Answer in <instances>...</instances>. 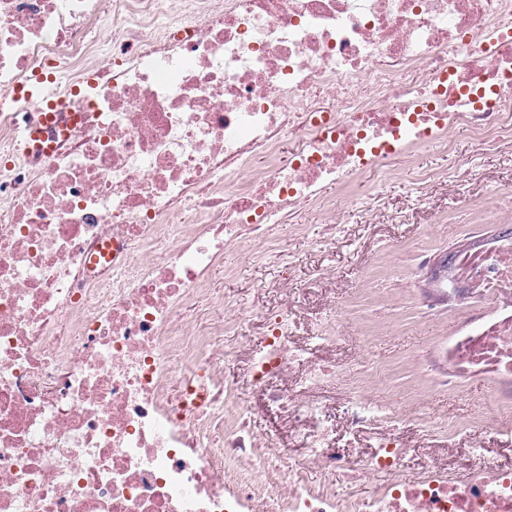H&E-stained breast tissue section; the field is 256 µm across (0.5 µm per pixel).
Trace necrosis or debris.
<instances>
[{
	"mask_svg": "<svg viewBox=\"0 0 512 512\" xmlns=\"http://www.w3.org/2000/svg\"><path fill=\"white\" fill-rule=\"evenodd\" d=\"M420 65L427 83H404ZM39 72L72 113L43 153L19 144L16 96ZM507 85L512 0H0V512H512V467L479 452L465 475L401 478L419 411L384 370L355 360L370 388L343 415L319 405L343 368L303 363L285 306L248 381L295 437L251 432L223 375L240 313L206 287L324 185L461 126L511 136ZM458 292L469 307L419 364L485 381L486 427L511 439L512 231L423 295ZM381 417L371 453L337 443ZM307 467L375 494L307 490Z\"/></svg>",
	"mask_w": 512,
	"mask_h": 512,
	"instance_id": "obj_1",
	"label": "necrosis or debris"
}]
</instances>
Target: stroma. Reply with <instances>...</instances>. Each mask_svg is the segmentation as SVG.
I'll use <instances>...</instances> for the list:
<instances>
[{"mask_svg":"<svg viewBox=\"0 0 512 512\" xmlns=\"http://www.w3.org/2000/svg\"><path fill=\"white\" fill-rule=\"evenodd\" d=\"M386 170L381 178L367 173L329 187L322 204L304 207L280 227L276 249L229 252L212 272L209 287L222 290L242 313L225 335L235 353L224 361V380L251 403L255 433L287 439V419L263 407L242 382L250 365L247 348L263 333L265 310L286 303L296 335L309 348L340 363L362 357L389 369L393 387L437 421L430 432L407 422L404 436L416 453L402 463L404 479L415 478L421 458L466 473L477 444L496 463L511 464L512 446L482 424L486 383L436 387L416 366L417 355H434L445 345L459 308L446 299L425 310L412 271L421 258L445 256L503 232L492 209L500 195L512 194V138L488 143L459 128L450 145L399 153ZM341 306L347 315H338ZM329 326L336 344L320 347L318 338ZM451 423L457 433H449Z\"/></svg>","mask_w":512,"mask_h":512,"instance_id":"obj_1","label":"stroma"}]
</instances>
